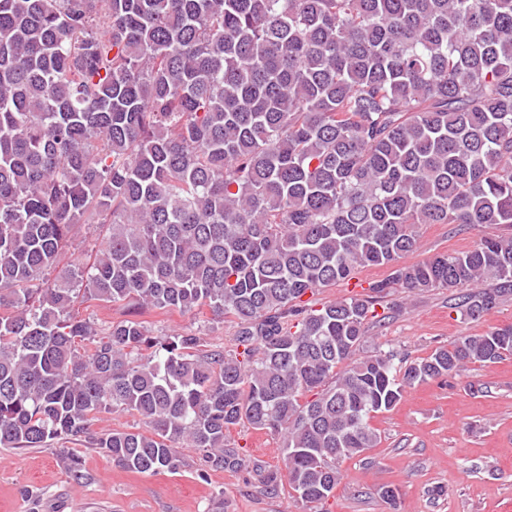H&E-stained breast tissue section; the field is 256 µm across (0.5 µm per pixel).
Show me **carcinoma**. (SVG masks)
<instances>
[{
	"label": "carcinoma",
	"instance_id": "1",
	"mask_svg": "<svg viewBox=\"0 0 512 512\" xmlns=\"http://www.w3.org/2000/svg\"><path fill=\"white\" fill-rule=\"evenodd\" d=\"M79 224L105 229L92 262L45 278ZM422 224H512V0H0L1 448L243 470L247 424L282 439L263 490L319 512L406 387L512 352L509 325L357 356L396 285L472 319L512 294V238L399 265ZM379 266L368 295L304 299ZM78 291L207 306L235 348L101 330ZM109 411L140 426L92 432Z\"/></svg>",
	"mask_w": 512,
	"mask_h": 512
}]
</instances>
